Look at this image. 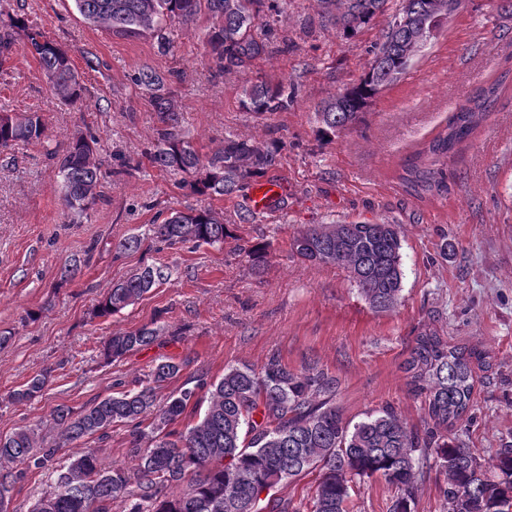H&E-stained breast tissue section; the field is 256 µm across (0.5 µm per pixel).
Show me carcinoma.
I'll use <instances>...</instances> for the list:
<instances>
[{
	"label": "carcinoma",
	"mask_w": 512,
	"mask_h": 512,
	"mask_svg": "<svg viewBox=\"0 0 512 512\" xmlns=\"http://www.w3.org/2000/svg\"><path fill=\"white\" fill-rule=\"evenodd\" d=\"M275 12L288 0H74L87 21L114 34H147L158 49L172 48L174 24L196 23L206 17L203 42L214 64V75L245 70L267 58L277 39L276 20L264 19V2ZM321 20L349 39L380 16L387 17L368 69L355 83L322 101L315 109L319 137L330 142L337 134L360 127L366 109L385 88L411 66L448 23V3L458 11L463 0H402L390 11L391 0H317ZM23 36L52 91L62 103L83 102L81 76L67 50L23 17L0 25V63ZM154 91L158 113L156 148L150 161L167 172L191 177L184 181L199 195L227 196L262 177L277 161L276 142L260 145L228 136L224 145L201 156L179 130L174 98L166 77L144 68L134 77ZM502 81L478 89L455 109L443 133L408 160L402 180L412 188L445 186L440 163L468 137L479 119L497 102ZM295 89L257 80L243 85L239 106L256 115L283 112L294 101ZM46 122L36 112L0 114V150L19 142H40ZM96 139L71 137L48 152L63 181L66 209L86 212L100 198L99 167L91 145ZM155 240L177 248L186 243L213 245L232 237L229 225L210 209L175 211L153 225ZM401 225L356 222L311 225L294 235L290 251L302 262L345 269L369 307L378 313L394 309L402 292ZM254 270L268 262L267 246H238ZM171 277L168 265L142 267L115 283L99 301L96 314L110 316L134 304ZM157 330L142 328L115 333L103 346L109 361L147 347ZM476 352L449 346L435 330L420 333L402 364L415 391L425 394L422 426L410 428L391 408L351 423L336 407L339 379L314 365L290 368L273 354L262 368L232 366L213 382L199 374L176 395L158 402V390L175 378L183 364L158 363L146 382L88 403L73 413L57 407L51 414L57 438L45 443L39 426L20 427L0 436V507L30 469L52 470L53 487L30 512H350L356 483L380 478L394 490L390 512H411L419 493L418 475L436 466L446 475L441 489L444 512H504L512 505V443L505 441L489 460L496 479L486 476L481 458L453 432L455 423L473 407L477 376ZM47 374L32 377L14 393L28 401L43 394ZM209 394L203 415L180 425L188 406L200 405ZM147 428H142L146 417ZM114 425L129 427L130 471L105 468L97 451L85 449L65 464H55L58 449L81 439L103 438ZM21 469L13 471L9 465ZM314 470L319 471L310 498L299 504L281 502L271 491Z\"/></svg>",
	"instance_id": "1"
}]
</instances>
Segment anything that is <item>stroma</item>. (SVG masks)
I'll list each match as a JSON object with an SVG mask.
<instances>
[{"instance_id": "35a3bbf8", "label": "stroma", "mask_w": 512, "mask_h": 512, "mask_svg": "<svg viewBox=\"0 0 512 512\" xmlns=\"http://www.w3.org/2000/svg\"><path fill=\"white\" fill-rule=\"evenodd\" d=\"M24 16L65 46L87 92L81 110L63 106L37 60L17 43L0 66V111L38 112L48 121L43 142L0 152V435L25 425L46 427L59 406L73 409L115 392L116 382L146 378L161 358L184 362L159 398L198 374L218 380L227 367H261L279 354L291 367L314 360L341 385L336 404L357 422L384 407L419 426L423 399L401 370L415 337L433 328L449 344L480 351L475 403L456 424L468 447L489 458L512 441V86L444 166L446 187L414 192L401 180L404 162L443 132L456 105L503 74L512 76V7L502 0H464L407 73L384 89L357 130L333 141L317 134L314 107L367 70L385 25L377 18L356 37H337L316 0H290L277 22L290 48L246 71L214 75L202 24L178 25L161 53L146 35L121 36L88 23L73 0H0V21ZM150 67L169 77L182 135L200 154L226 136L278 142L268 179L284 192L274 206L249 213L250 188L201 196L183 177L149 160L157 114L135 75ZM294 85L287 111L244 112L246 82ZM99 139L103 198L68 220L61 178L46 152L75 131ZM208 208L230 224L224 243L157 249L150 229L159 213ZM351 221L402 227V300L376 313L344 269L293 258L290 240L310 224ZM138 236L142 246L116 244ZM267 243L271 259L255 273L240 245ZM82 259L80 273L59 280ZM150 263L170 266V279L118 314L94 308L112 285ZM159 329L153 345L105 362L103 342L115 332ZM49 372L42 396L14 403L10 394ZM104 466L135 468L126 427L91 439Z\"/></svg>"}]
</instances>
